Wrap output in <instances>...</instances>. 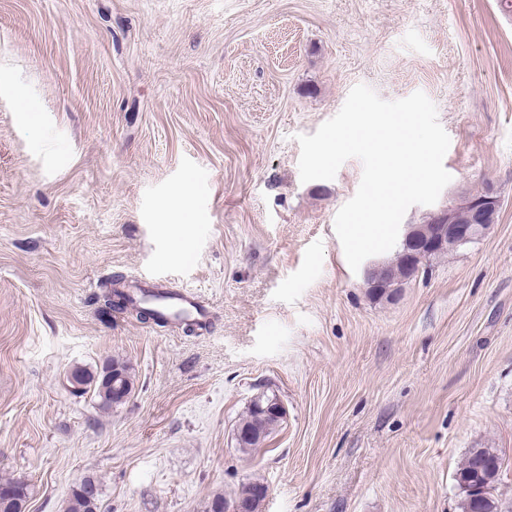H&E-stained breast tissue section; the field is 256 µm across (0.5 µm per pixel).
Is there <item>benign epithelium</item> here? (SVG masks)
<instances>
[{
	"mask_svg": "<svg viewBox=\"0 0 512 512\" xmlns=\"http://www.w3.org/2000/svg\"><path fill=\"white\" fill-rule=\"evenodd\" d=\"M501 202L487 189L461 193L453 203L434 209L425 224H411L404 235L402 245L405 258V275L395 276L384 263H370L364 274L370 287L378 291L394 281L410 279L421 271L422 255H439L448 250L481 240L496 223ZM269 493L263 487L256 499L247 502L224 501V512H262Z\"/></svg>",
	"mask_w": 512,
	"mask_h": 512,
	"instance_id": "benign-epithelium-1",
	"label": "benign epithelium"
}]
</instances>
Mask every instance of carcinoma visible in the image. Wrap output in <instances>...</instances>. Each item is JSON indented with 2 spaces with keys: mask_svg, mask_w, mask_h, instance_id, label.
<instances>
[{
  "mask_svg": "<svg viewBox=\"0 0 512 512\" xmlns=\"http://www.w3.org/2000/svg\"><path fill=\"white\" fill-rule=\"evenodd\" d=\"M104 304L109 311L118 314L130 313L136 315L142 322L149 320L161 325L166 320L160 318L156 311L144 301H137L125 291L114 288L104 296ZM92 392L103 407L121 405L128 396L113 389L111 386L96 381L83 388V392ZM252 402L238 418L237 428L248 432L258 425L259 434L247 439L239 447L244 455H249L260 448L273 433L279 422L268 417L264 420L258 416ZM503 460L492 448H472L463 458L457 471L455 480L463 487L464 498L461 502V512H502V502L498 494V485L501 482ZM0 488L13 491V497L4 499L0 497V512H25L30 498L29 485L19 479L0 478ZM100 499L88 500L82 488H72L67 500L65 512H98Z\"/></svg>",
  "mask_w": 512,
  "mask_h": 512,
  "instance_id": "obj_1",
  "label": "carcinoma"
}]
</instances>
